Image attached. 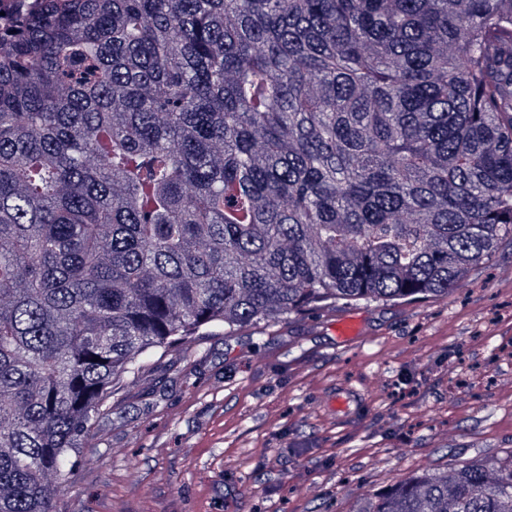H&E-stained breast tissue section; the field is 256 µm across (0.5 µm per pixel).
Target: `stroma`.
Wrapping results in <instances>:
<instances>
[{
  "label": "stroma",
  "mask_w": 512,
  "mask_h": 512,
  "mask_svg": "<svg viewBox=\"0 0 512 512\" xmlns=\"http://www.w3.org/2000/svg\"><path fill=\"white\" fill-rule=\"evenodd\" d=\"M362 325L339 340L337 320ZM358 394L344 417L326 401ZM512 448V244L442 300L353 302L173 350L121 385L66 512H350Z\"/></svg>",
  "instance_id": "35a3bbf8"
}]
</instances>
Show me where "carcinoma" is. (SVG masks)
<instances>
[{
	"label": "carcinoma",
	"mask_w": 512,
	"mask_h": 512,
	"mask_svg": "<svg viewBox=\"0 0 512 512\" xmlns=\"http://www.w3.org/2000/svg\"><path fill=\"white\" fill-rule=\"evenodd\" d=\"M512 241V0H44L0 31V512L156 352L446 298ZM354 512H512V448Z\"/></svg>",
	"instance_id": "carcinoma-1"
}]
</instances>
